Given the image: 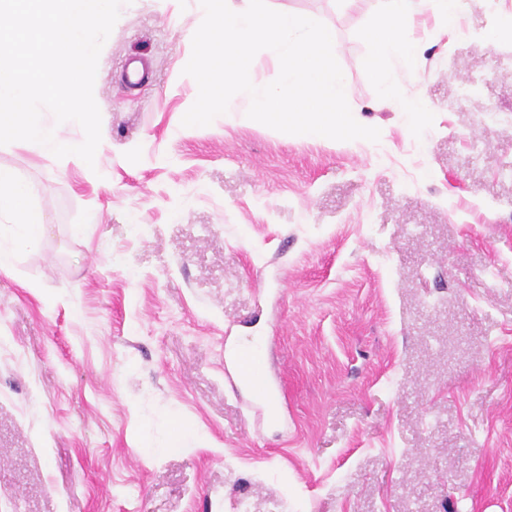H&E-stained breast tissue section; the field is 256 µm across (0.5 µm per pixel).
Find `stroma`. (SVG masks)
Instances as JSON below:
<instances>
[{
    "mask_svg": "<svg viewBox=\"0 0 512 512\" xmlns=\"http://www.w3.org/2000/svg\"><path fill=\"white\" fill-rule=\"evenodd\" d=\"M267 3L335 28L379 142L241 96L182 126L193 0H127L94 166L0 145L51 226L0 273V512H512V41L486 0L417 16L415 136L368 75L374 0ZM254 336L270 416L224 380Z\"/></svg>",
    "mask_w": 512,
    "mask_h": 512,
    "instance_id": "35a3bbf8",
    "label": "stroma"
}]
</instances>
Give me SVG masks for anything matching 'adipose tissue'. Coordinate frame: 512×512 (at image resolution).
I'll return each instance as SVG.
<instances>
[{"mask_svg":"<svg viewBox=\"0 0 512 512\" xmlns=\"http://www.w3.org/2000/svg\"><path fill=\"white\" fill-rule=\"evenodd\" d=\"M377 22L368 31L372 45L369 75L380 97L401 112L410 128L426 123L429 102L411 94L409 85L424 81V47L409 31L414 16L430 11L448 29L460 28L461 0H376ZM51 227L30 198L26 182L0 166V272H11L21 254L37 248Z\"/></svg>","mask_w":512,"mask_h":512,"instance_id":"1","label":"adipose tissue"}]
</instances>
